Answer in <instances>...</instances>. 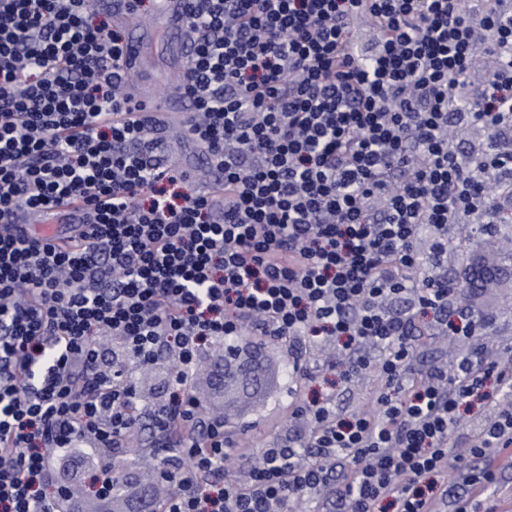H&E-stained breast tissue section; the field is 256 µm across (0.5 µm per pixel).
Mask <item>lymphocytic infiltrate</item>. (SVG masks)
Listing matches in <instances>:
<instances>
[{
  "label": "lymphocytic infiltrate",
  "instance_id": "f902f5d3",
  "mask_svg": "<svg viewBox=\"0 0 512 512\" xmlns=\"http://www.w3.org/2000/svg\"><path fill=\"white\" fill-rule=\"evenodd\" d=\"M91 4L0 0V512H61L51 454H119L144 418L177 454L142 512H501L512 360L474 302L512 265H443L512 214V0H188L185 131L215 180L190 193ZM473 127L494 140L459 149ZM419 322L462 356L421 371ZM246 336L376 372L373 397L306 400L293 359V422L248 455L190 386ZM162 357L169 396L140 405L130 370Z\"/></svg>",
  "mask_w": 512,
  "mask_h": 512
}]
</instances>
